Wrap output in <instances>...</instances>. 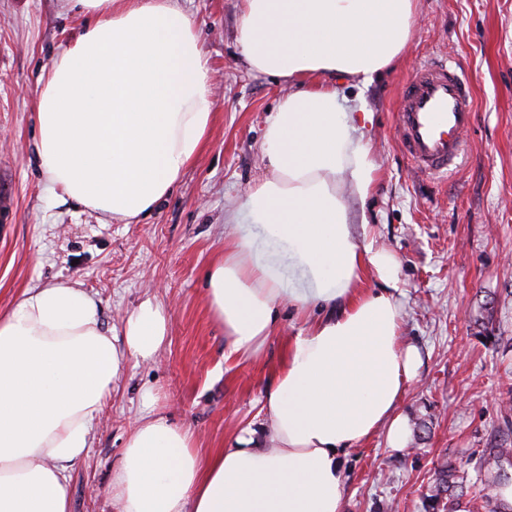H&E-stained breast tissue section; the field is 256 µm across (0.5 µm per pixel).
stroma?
Instances as JSON below:
<instances>
[{
	"instance_id": "35a3bbf8",
	"label": "stroma",
	"mask_w": 512,
	"mask_h": 512,
	"mask_svg": "<svg viewBox=\"0 0 512 512\" xmlns=\"http://www.w3.org/2000/svg\"><path fill=\"white\" fill-rule=\"evenodd\" d=\"M210 57L216 107L210 137L172 193L134 224L52 193L34 153L37 76L81 31L72 0H0V311L28 288L80 283L105 324L122 327L147 297L169 316L154 361L129 362L93 424V445L70 474V512H117L112 472L141 412L143 387L162 411L200 436L202 454L259 427L261 399L288 336L303 325L288 306L262 354L225 361L202 273L224 252V216L266 168L261 139L286 82L248 71L238 51L239 0H182ZM457 61L475 89L476 121L457 172L434 180L411 169L395 142L394 114L418 62ZM349 105L370 112L364 130L378 169L366 202L352 201L363 243L400 263L402 342L419 373L400 408L410 446L377 434L350 451L344 512H426L435 470L475 478L484 448L512 446V0H415L400 61L373 83L337 80Z\"/></svg>"
}]
</instances>
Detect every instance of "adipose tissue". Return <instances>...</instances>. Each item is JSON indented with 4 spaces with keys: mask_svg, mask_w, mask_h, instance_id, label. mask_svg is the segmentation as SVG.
<instances>
[{
    "mask_svg": "<svg viewBox=\"0 0 512 512\" xmlns=\"http://www.w3.org/2000/svg\"><path fill=\"white\" fill-rule=\"evenodd\" d=\"M414 0H241L249 71L293 89L268 118L257 178L227 220L224 254L203 274L225 360L258 355L279 305L305 322L262 399L261 429L202 459L197 437L160 412L159 389L112 474L120 512H343L344 461L385 432L409 443L402 397L422 364L400 341L398 263L350 222L375 184L370 113L334 77L365 83L401 56ZM79 36L38 78L34 150L51 189L131 223L169 195L215 120L211 68L179 0H75ZM289 265L293 274L278 270ZM381 282L361 287L366 271ZM169 318L144 299L105 327L77 284L27 289L0 312V512H70L69 472L128 360L151 362Z\"/></svg>",
    "mask_w": 512,
    "mask_h": 512,
    "instance_id": "1",
    "label": "adipose tissue"
}]
</instances>
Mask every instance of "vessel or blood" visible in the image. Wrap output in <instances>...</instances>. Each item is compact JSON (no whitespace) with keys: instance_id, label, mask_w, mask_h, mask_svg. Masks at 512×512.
Wrapping results in <instances>:
<instances>
[{"instance_id":"b4317fda","label":"vessel or blood","mask_w":512,"mask_h":512,"mask_svg":"<svg viewBox=\"0 0 512 512\" xmlns=\"http://www.w3.org/2000/svg\"><path fill=\"white\" fill-rule=\"evenodd\" d=\"M475 120L473 89L452 60H426L402 88L394 114L398 144L413 169L447 177L464 155L462 135Z\"/></svg>"}]
</instances>
